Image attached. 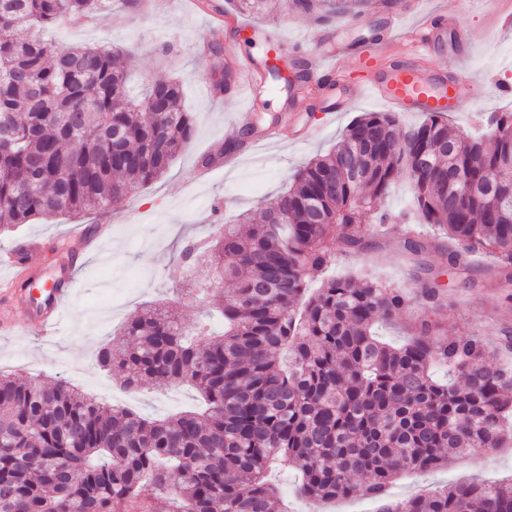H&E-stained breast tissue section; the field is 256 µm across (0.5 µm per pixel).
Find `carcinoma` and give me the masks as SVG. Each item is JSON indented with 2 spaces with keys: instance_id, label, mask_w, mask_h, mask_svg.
<instances>
[{
  "instance_id": "cac0c4a2",
  "label": "carcinoma",
  "mask_w": 512,
  "mask_h": 512,
  "mask_svg": "<svg viewBox=\"0 0 512 512\" xmlns=\"http://www.w3.org/2000/svg\"><path fill=\"white\" fill-rule=\"evenodd\" d=\"M317 20L359 14L367 0H284ZM110 0H0V234L57 215L105 212L112 200L160 178L191 139L194 121L174 80L128 95L123 53L56 47L42 27L73 14L105 19ZM368 149L364 168L348 158ZM512 154V113L495 112L478 137L440 112L402 127L393 112H365L335 149L313 159L259 222L224 224L210 246L187 242L175 291H209L193 275L206 255L224 295V332L195 333L162 306L130 315L97 352L98 367L130 387L187 384L205 408L163 419L106 406L66 380L20 382L0 373V512H275V465L301 472L312 501L359 493L381 512H512V481L469 482L390 500L402 473L448 465L453 455L512 443V331L488 351L478 336L448 337L424 314L401 345L373 326L409 295L365 273L309 277L336 257V228L359 246L382 224L375 201L410 167V218L435 224L441 241L407 239L412 251L446 248L456 275L473 256L495 260L489 280L512 288V185L471 191ZM283 214L287 223L277 224ZM445 366L453 381L433 378ZM357 472L370 479L359 486Z\"/></svg>"
}]
</instances>
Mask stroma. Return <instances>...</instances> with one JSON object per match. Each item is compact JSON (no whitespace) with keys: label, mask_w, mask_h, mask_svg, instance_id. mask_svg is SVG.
<instances>
[{"label":"stroma","mask_w":512,"mask_h":512,"mask_svg":"<svg viewBox=\"0 0 512 512\" xmlns=\"http://www.w3.org/2000/svg\"><path fill=\"white\" fill-rule=\"evenodd\" d=\"M411 2L372 0L362 14L327 24L287 14L277 7L257 17L256 22L287 44V56L292 60L308 59L339 39L360 42L391 18L397 27L393 46L400 50L405 48L408 34L423 24L425 14L436 10L441 0H425L419 13L412 11ZM464 24L483 28L485 38L468 47L461 59L449 53L447 44H440L429 54L427 65L448 69L461 63L489 81V88L475 97L455 101V110L448 115L450 126L472 132L481 129L491 113L512 112V24L498 22L482 0H475ZM43 35L61 47L114 45L131 50L135 66L132 88L137 92L150 83L179 79L184 105L193 115L194 134L162 177L132 197L113 203L107 214L65 215L21 225L14 233L0 237V253L24 239L42 241V250L27 258L33 283L54 279L64 265L77 278L75 297L53 342H42L27 330L25 307L13 311L12 331L0 332V372L23 380L66 379L104 403L150 418L197 409L198 395L189 387L178 388L172 399L163 389L128 390L124 374H108L97 367V348L117 333L130 314L154 303L171 307L186 325H194L205 316L213 329H220V302L214 294H206L187 307L170 288L169 271L183 241L208 238L218 225L237 223L242 214L258 205H273L290 177L311 159L334 149L356 116L382 111L383 106L362 93L346 111L329 116L313 111L310 99L301 98L298 121L314 126L315 131L308 142L298 143L294 127L279 123L289 94L284 85L272 82L257 110L266 115L268 124H279L277 140H242L241 130L232 120L239 102L232 91H221L213 82L224 67V56L211 52L210 46L232 45L260 59L267 45L255 38L252 30L215 27L211 11L196 7L195 0H114L107 21L94 23L74 15L62 25L45 28ZM228 145L235 148L234 164L217 162L209 181L193 184L202 157ZM410 198V180L407 174H399L396 185L379 203L387 224L366 228L364 250L338 245L330 274L344 277L367 272L410 293L420 287L429 272H436L444 298L434 316L443 334L498 339L501 328H512V309L503 306L500 290L486 284L461 288L458 277L449 274L442 252L432 249L413 255L403 248L399 217ZM89 225L107 226L108 244L97 251L70 254L66 237L75 228ZM510 477L512 447L475 451L453 457L447 467L400 477L390 493L403 499L450 483H496Z\"/></svg>","instance_id":"obj_1"}]
</instances>
